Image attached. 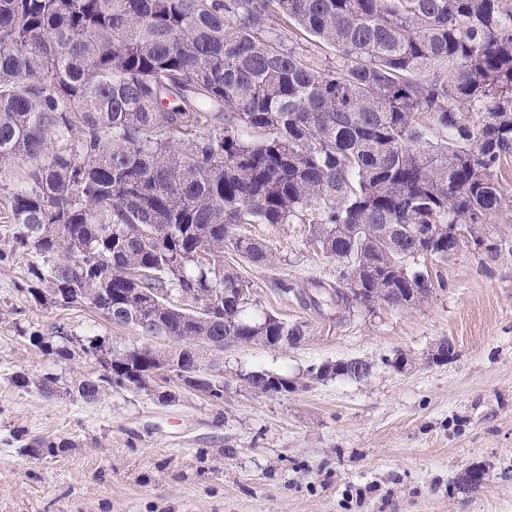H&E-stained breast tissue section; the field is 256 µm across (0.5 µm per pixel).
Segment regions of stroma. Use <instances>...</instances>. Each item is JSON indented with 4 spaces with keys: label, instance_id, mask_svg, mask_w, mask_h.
<instances>
[{
    "label": "stroma",
    "instance_id": "1",
    "mask_svg": "<svg viewBox=\"0 0 512 512\" xmlns=\"http://www.w3.org/2000/svg\"><path fill=\"white\" fill-rule=\"evenodd\" d=\"M7 216L0 205V512H512V224L497 225L496 256L472 245L418 260L437 281L420 306L373 312L302 303L312 281L338 279L307 225H244L273 261L257 268L228 246L225 268L250 284L253 314L306 322L308 334L215 354L221 404L180 389L162 405L149 391L68 393L99 364L57 360L22 337L56 324L119 349L144 342L90 307L33 305L24 286L39 258L15 251ZM444 341L455 350L445 361ZM399 351L410 358L402 370L390 364ZM353 357L372 364L367 381H309L311 366ZM252 370L299 388L251 393L238 376ZM20 373L28 386H16ZM48 373L60 379L51 395L38 386ZM40 440L59 447L33 454ZM473 469L485 472L476 489L460 482Z\"/></svg>",
    "mask_w": 512,
    "mask_h": 512
}]
</instances>
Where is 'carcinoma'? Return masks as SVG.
<instances>
[{
	"label": "carcinoma",
	"mask_w": 512,
	"mask_h": 512,
	"mask_svg": "<svg viewBox=\"0 0 512 512\" xmlns=\"http://www.w3.org/2000/svg\"><path fill=\"white\" fill-rule=\"evenodd\" d=\"M334 49L321 57L307 45ZM16 248L34 252L40 307L81 301L116 325L172 336L180 370L196 343L288 347L307 331L248 316L250 286L224 269L271 254L243 224H307L336 262L337 305L413 308L432 293L409 262L451 256L450 224L512 218L498 172L512 161V0H0V168ZM176 295L207 307L183 308ZM47 355L95 359L73 385L141 389L149 348L107 336L27 332ZM353 360L308 379L366 380ZM264 396L296 382L239 376ZM224 402V377L199 384Z\"/></svg>",
	"instance_id": "carcinoma-1"
}]
</instances>
